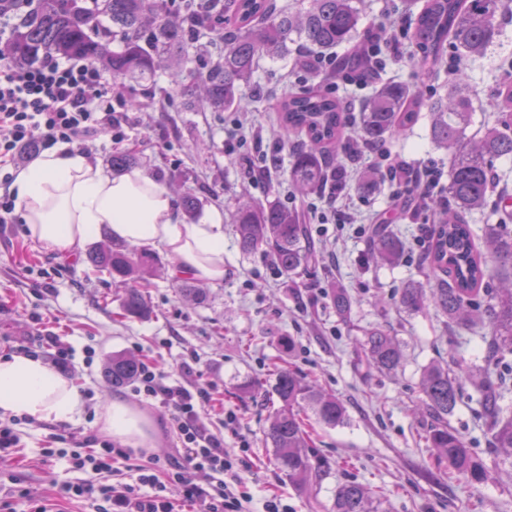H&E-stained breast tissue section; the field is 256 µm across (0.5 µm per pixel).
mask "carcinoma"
Here are the masks:
<instances>
[{
  "label": "carcinoma",
  "mask_w": 512,
  "mask_h": 512,
  "mask_svg": "<svg viewBox=\"0 0 512 512\" xmlns=\"http://www.w3.org/2000/svg\"><path fill=\"white\" fill-rule=\"evenodd\" d=\"M359 0H308L300 13H288L275 0H37L14 27L0 56L27 63L54 52L102 65L112 79L151 75L163 57L184 65L191 61L193 36L224 18V52L202 65L196 76L202 82L201 99L213 111L235 106L246 108L240 88L248 83L258 58L279 54L294 45L306 55L324 53L342 45L350 50L335 60L317 88L284 94L280 125L288 137L301 141L293 153L289 179L298 192L307 194L345 184L344 159L358 155L366 144H380L404 135L418 120L430 115L432 141L450 155L446 200L436 202L438 218L431 226L422 261L425 281H413L400 289L398 305L409 312L430 306L447 318L451 336L460 330H486V352L481 364L460 366L433 362L423 370L422 398L418 411L425 415L424 440L436 450L440 476L456 478L470 486L495 480L483 459L465 438L448 424L461 396V380L467 379L480 395L490 430L489 447L512 454V411L501 405L508 392L505 375L495 367L512 354V195L493 192L492 162L512 155V80L504 81L495 94L497 123L478 138H469L471 103L466 93L467 74L454 75L446 96L434 101L425 89L396 80L383 82L359 109L357 138L343 136L346 120L342 101L329 92L337 79L364 68L367 42L358 39ZM506 14L504 0H423L415 15L410 41L416 48L412 63L421 69L439 65L450 43L472 57L483 54L499 36ZM121 33L122 49L112 51V28ZM385 181V175L369 168L357 183L368 194ZM488 212L497 223L485 224L483 244L467 216ZM239 246L249 253H270L279 270L298 276L315 259L317 248L298 212L274 204L253 201L240 205L233 216ZM369 258L392 265L404 255L402 239L385 225L374 228L368 239ZM97 268L105 269L120 288L123 317L151 314L145 295L134 278L154 272V259L136 253L127 244H111L88 255ZM336 313L348 318L351 297L344 288L331 296ZM369 367L391 374L401 366L403 353L396 337L385 327L369 331L357 340ZM274 383L267 440L274 448L278 468L302 491L320 484L328 461L314 451L307 429V411L318 422L336 427L347 421L343 402L323 393L303 375L272 359ZM139 361L117 354L106 366L114 385L133 380ZM333 512H379L372 492L354 481L336 486Z\"/></svg>",
  "instance_id": "cac0c4a2"
}]
</instances>
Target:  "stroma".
Segmentation results:
<instances>
[{
  "instance_id": "1",
  "label": "stroma",
  "mask_w": 512,
  "mask_h": 512,
  "mask_svg": "<svg viewBox=\"0 0 512 512\" xmlns=\"http://www.w3.org/2000/svg\"><path fill=\"white\" fill-rule=\"evenodd\" d=\"M403 0H363L360 35L375 31L385 16L410 27L412 16ZM447 48L439 75L417 77L406 53L385 57V76L407 84L424 81L432 96L448 92ZM469 75L474 109L470 134L483 132L494 120L492 98L498 86L512 77V20L484 56L461 62ZM188 69L163 64L146 80H120L125 99L136 100L127 110L125 139L113 143L107 131H98L79 150L93 164L111 169L113 154L132 149L140 168L177 196L193 195L198 207L183 214L187 224L206 222L220 214L224 225V265L227 274L219 286H207V298L197 302L178 292L170 274L174 263L161 254L152 276L141 281L152 308L145 318L121 315L118 290L108 274L97 271L86 256L62 258L46 251L26 235L24 224H0V356L19 352L21 341L32 337L33 355L50 360L38 343L42 336L62 337L71 353L68 374L85 400L81 421L60 426L51 423L16 425L20 454L12 466L0 469V485L17 482L36 493L48 512H86L81 500L54 498V482L82 479L64 458L47 459L44 450L53 434L85 437L101 435L98 422L107 398L133 400L148 409L144 398L132 397L128 386L111 384L105 372L115 354L154 364L169 382L192 387L208 384L213 399L200 412L208 433L226 447L246 442L254 462L248 490L255 502L270 494L286 499L291 512H331L339 483L354 480L383 494L384 512H512V458L492 452L485 422L476 416L480 406L463 384L460 401L449 416L489 468L502 472L499 481L479 487L438 479L432 450L421 438L423 424L414 408L419 399L423 369L433 362L477 359L481 329L465 330L451 344L447 320L434 308L417 313L400 309V288L420 280L416 260L395 265H373L366 260L367 238L336 224H313L309 231L322 261L296 278L284 276L273 257L258 250L243 253L238 245L233 215L246 200L301 209L304 200L288 182L293 145L278 121V105L287 91L312 84L310 74L293 66L292 56L261 57L242 96L244 114L264 125L260 141L225 150L224 142L242 112L184 108L182 90L192 84ZM392 156L411 164L435 160L447 163L448 154L429 135V114L399 138L389 139ZM278 154L281 166L269 182L250 184L244 177L247 159ZM354 209L388 216L392 228L413 247L423 231L410 213L394 214L389 183L372 194L347 190ZM347 288L352 298L349 319H341L330 297L332 288ZM383 325L400 340L403 363L396 373L367 369L355 352V342L369 329ZM286 363L344 403L347 422L338 427L314 424L313 438L321 455L332 462L317 491L299 492L277 469L274 450L266 440L270 387L244 394L242 381L264 378L270 357ZM150 409V408H149ZM237 415L235 430L224 425L225 410Z\"/></svg>"
}]
</instances>
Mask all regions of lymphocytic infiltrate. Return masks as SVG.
<instances>
[{
    "instance_id": "1",
    "label": "lymphocytic infiltrate",
    "mask_w": 512,
    "mask_h": 512,
    "mask_svg": "<svg viewBox=\"0 0 512 512\" xmlns=\"http://www.w3.org/2000/svg\"><path fill=\"white\" fill-rule=\"evenodd\" d=\"M112 76L104 68L81 60L48 55L26 65H0V182L13 176L7 168L30 145L50 148L84 143L100 126H109L113 140L124 138L115 116ZM375 154L385 163L397 200L417 196L421 204L442 193L444 169L430 161L417 167L397 162L381 146ZM135 395L150 399L168 412L181 442L176 455L134 463L129 449L88 438L73 455L85 478L58 483L61 500L81 498L91 512H253L245 475L251 461L245 451L226 448L223 440L206 433L200 409L211 400L208 386L186 388L169 383L162 372L142 365L132 383ZM209 473L207 487L190 474ZM122 473L121 484L101 482V474Z\"/></svg>"
}]
</instances>
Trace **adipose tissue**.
Listing matches in <instances>:
<instances>
[{"mask_svg": "<svg viewBox=\"0 0 512 512\" xmlns=\"http://www.w3.org/2000/svg\"><path fill=\"white\" fill-rule=\"evenodd\" d=\"M28 237L61 256L78 254L101 233L174 258V276L212 285L224 281V226L185 224L176 197L145 170L112 176L78 150L59 145L17 171L10 186ZM84 401L76 385L41 358L27 353L0 357V418L36 423H77ZM99 422L128 448L145 447L160 422L122 398L109 401Z\"/></svg>", "mask_w": 512, "mask_h": 512, "instance_id": "ef3b65f1", "label": "adipose tissue"}]
</instances>
